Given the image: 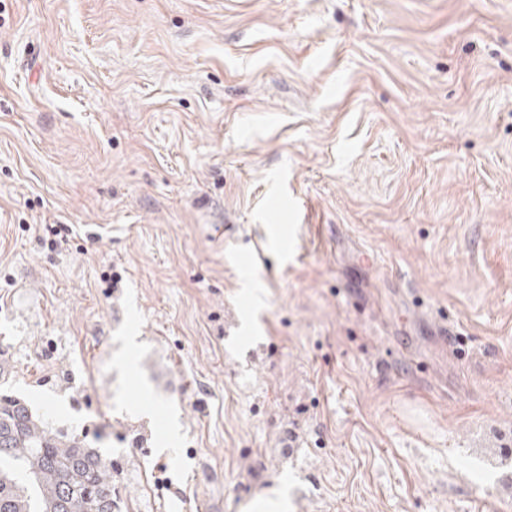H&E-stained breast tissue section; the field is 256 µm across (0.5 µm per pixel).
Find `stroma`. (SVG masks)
Masks as SVG:
<instances>
[{
    "mask_svg": "<svg viewBox=\"0 0 512 512\" xmlns=\"http://www.w3.org/2000/svg\"><path fill=\"white\" fill-rule=\"evenodd\" d=\"M3 388L138 512H512V0H0Z\"/></svg>",
    "mask_w": 512,
    "mask_h": 512,
    "instance_id": "1",
    "label": "stroma"
}]
</instances>
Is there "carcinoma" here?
I'll use <instances>...</instances> for the list:
<instances>
[{
  "label": "carcinoma",
  "mask_w": 512,
  "mask_h": 512,
  "mask_svg": "<svg viewBox=\"0 0 512 512\" xmlns=\"http://www.w3.org/2000/svg\"><path fill=\"white\" fill-rule=\"evenodd\" d=\"M108 448L52 426L25 399L0 392V512H128L115 495Z\"/></svg>",
  "instance_id": "1"
}]
</instances>
